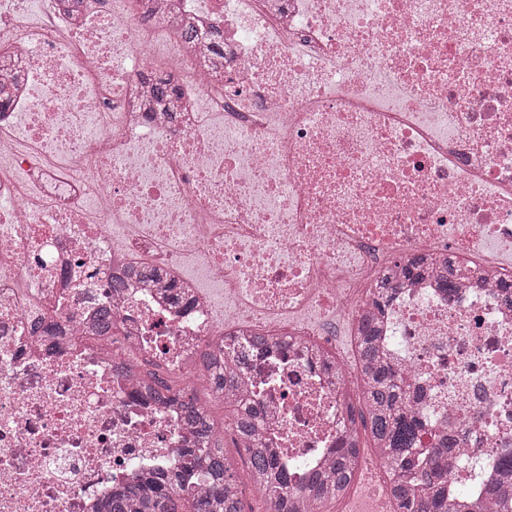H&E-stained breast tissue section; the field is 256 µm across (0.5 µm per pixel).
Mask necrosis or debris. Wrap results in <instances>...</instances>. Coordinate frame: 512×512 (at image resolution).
Instances as JSON below:
<instances>
[{"mask_svg":"<svg viewBox=\"0 0 512 512\" xmlns=\"http://www.w3.org/2000/svg\"><path fill=\"white\" fill-rule=\"evenodd\" d=\"M0 22V512H91L172 468L194 433L131 376L195 385L214 342L299 483L349 427L352 366L309 345L355 336L417 256L476 272L397 288L381 347L418 452L456 432L448 484L482 492L512 451V0H0ZM104 307L123 334L92 335ZM365 469L353 505L394 512ZM389 272L390 269L379 277L369 297L368 304L374 306L382 314H385L386 309L390 305L392 300L391 291L396 285V281L393 280V276Z\"/></svg>","mask_w":512,"mask_h":512,"instance_id":"1","label":"necrosis or debris"}]
</instances>
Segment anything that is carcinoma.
<instances>
[{
    "label": "carcinoma",
    "mask_w": 512,
    "mask_h": 512,
    "mask_svg": "<svg viewBox=\"0 0 512 512\" xmlns=\"http://www.w3.org/2000/svg\"><path fill=\"white\" fill-rule=\"evenodd\" d=\"M175 92L171 81L154 77L152 99L161 106ZM442 286L451 289L463 275L460 265L443 263ZM429 270V262L414 257L401 266L403 277L417 279ZM396 281L389 272L377 280L369 304L385 313ZM380 325L375 319L362 323L356 336L357 372L360 390L343 383V400L358 408L357 428L367 433L371 448L387 467L395 512H512V454L501 457L493 481L477 499L463 498L448 489V469L454 462L456 440L448 435L427 458L413 451L421 422L407 409L408 386L398 370L380 352ZM211 393L234 389V378L210 361ZM147 391L180 402L184 422L197 433V445L181 450L170 469L152 470L141 479L112 492L96 512H244L240 482L235 467L224 452L221 436L207 405L195 389L140 370L136 374ZM237 441L248 453V480L267 494L265 512H328V506L345 496L359 473L358 445L338 448L327 468L314 473L295 487L271 449L256 438L257 428L244 413H233ZM205 476L208 488L196 491L192 483Z\"/></svg>",
    "instance_id": "obj_1"
}]
</instances>
